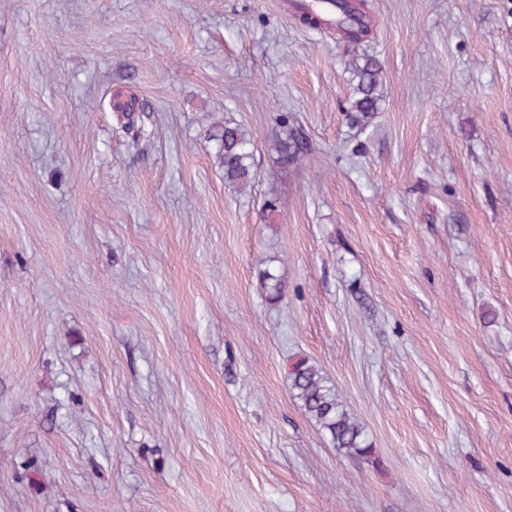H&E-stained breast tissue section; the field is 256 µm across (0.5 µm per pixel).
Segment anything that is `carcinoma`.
<instances>
[{
  "mask_svg": "<svg viewBox=\"0 0 512 512\" xmlns=\"http://www.w3.org/2000/svg\"><path fill=\"white\" fill-rule=\"evenodd\" d=\"M331 2L337 5L336 20L332 23L323 18V14L331 10L327 4H316L294 17L302 24L336 35L339 42L354 52L352 71L356 84L351 111L356 113L358 122L366 123L380 109L382 66L376 58L359 54L357 50L377 32L376 22L368 0ZM109 106L121 124L135 127L139 119L136 98L118 90L110 96ZM210 138L217 146L216 160L224 169L225 182L240 190L249 187L254 178L252 140L239 125L230 122L214 129ZM274 149L284 166L301 162L307 156L304 137L296 128L287 130ZM259 277L269 291V298L279 299L283 289L281 281L267 270L260 271ZM288 376L293 397L325 432L333 447L350 457L371 460L373 449L367 442L364 427L347 411L336 390L326 384L320 370L307 360H299L291 366Z\"/></svg>",
  "mask_w": 512,
  "mask_h": 512,
  "instance_id": "carcinoma-1",
  "label": "carcinoma"
}]
</instances>
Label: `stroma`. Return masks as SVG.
Returning a JSON list of instances; mask_svg holds the SVG:
<instances>
[{
	"instance_id": "stroma-1",
	"label": "stroma",
	"mask_w": 512,
	"mask_h": 512,
	"mask_svg": "<svg viewBox=\"0 0 512 512\" xmlns=\"http://www.w3.org/2000/svg\"><path fill=\"white\" fill-rule=\"evenodd\" d=\"M373 5L363 126L287 0H0V512H512V0ZM109 106L111 112L115 113L117 119L124 127L134 128L139 115H136V109L138 108L137 100L131 95H126L123 91H116L111 94ZM210 138L217 146L216 160L224 169V180L239 190L250 186L254 178V144L237 124L224 122ZM274 149L279 155L282 165L297 164L307 156V148L304 137L296 128H289L285 133V138L277 140ZM290 389L305 412L320 426L330 443L350 457L372 462L373 449L364 427L347 411L336 390L308 360L296 361L288 373Z\"/></svg>"
}]
</instances>
